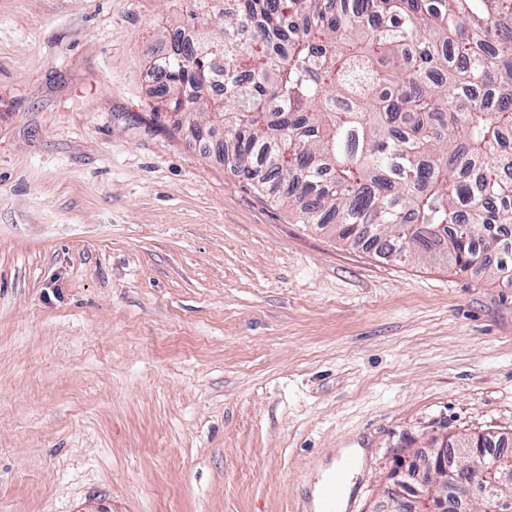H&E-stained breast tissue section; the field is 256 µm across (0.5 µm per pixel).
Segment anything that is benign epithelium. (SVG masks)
Returning <instances> with one entry per match:
<instances>
[{
    "mask_svg": "<svg viewBox=\"0 0 512 512\" xmlns=\"http://www.w3.org/2000/svg\"><path fill=\"white\" fill-rule=\"evenodd\" d=\"M487 467L486 449L470 438L431 443L415 455L401 456L382 485L381 508L374 512H461L460 505L476 490L497 504L498 512H512V500L501 499V491L512 486V448Z\"/></svg>",
    "mask_w": 512,
    "mask_h": 512,
    "instance_id": "7a95c632",
    "label": "benign epithelium"
}]
</instances>
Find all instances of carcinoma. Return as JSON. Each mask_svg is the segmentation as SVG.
Segmentation results:
<instances>
[{
    "mask_svg": "<svg viewBox=\"0 0 512 512\" xmlns=\"http://www.w3.org/2000/svg\"><path fill=\"white\" fill-rule=\"evenodd\" d=\"M220 18L152 63L156 114L223 123L224 164L300 224L512 283V0H237Z\"/></svg>",
    "mask_w": 512,
    "mask_h": 512,
    "instance_id": "cac0c4a2",
    "label": "carcinoma"
}]
</instances>
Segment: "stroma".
Listing matches in <instances>:
<instances>
[{"mask_svg": "<svg viewBox=\"0 0 512 512\" xmlns=\"http://www.w3.org/2000/svg\"><path fill=\"white\" fill-rule=\"evenodd\" d=\"M190 0H0V512H317L512 442V285L296 223L155 115ZM357 467V459L347 456L339 467L327 474L319 493V512H340L346 496V480Z\"/></svg>", "mask_w": 512, "mask_h": 512, "instance_id": "1", "label": "stroma"}]
</instances>
